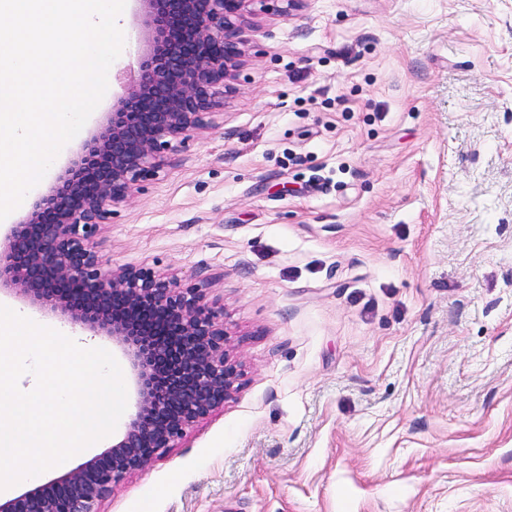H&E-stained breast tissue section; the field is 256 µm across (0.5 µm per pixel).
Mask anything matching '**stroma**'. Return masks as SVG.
<instances>
[{
	"mask_svg": "<svg viewBox=\"0 0 512 512\" xmlns=\"http://www.w3.org/2000/svg\"><path fill=\"white\" fill-rule=\"evenodd\" d=\"M245 20L223 123L98 240L223 297L239 386L102 512H512V0H250Z\"/></svg>",
	"mask_w": 512,
	"mask_h": 512,
	"instance_id": "35a3bbf8",
	"label": "stroma"
}]
</instances>
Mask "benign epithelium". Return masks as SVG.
I'll return each mask as SVG.
<instances>
[{"label":"benign epithelium","instance_id":"obj_1","mask_svg":"<svg viewBox=\"0 0 512 512\" xmlns=\"http://www.w3.org/2000/svg\"><path fill=\"white\" fill-rule=\"evenodd\" d=\"M136 2L135 62L112 75L122 95L0 243V293L59 311L75 331L112 337L130 365L133 409L110 448L0 498V512H100L122 480L224 406L239 377L224 352L221 311L203 289L147 268L108 267L97 239L176 144L224 116L249 0Z\"/></svg>","mask_w":512,"mask_h":512}]
</instances>
